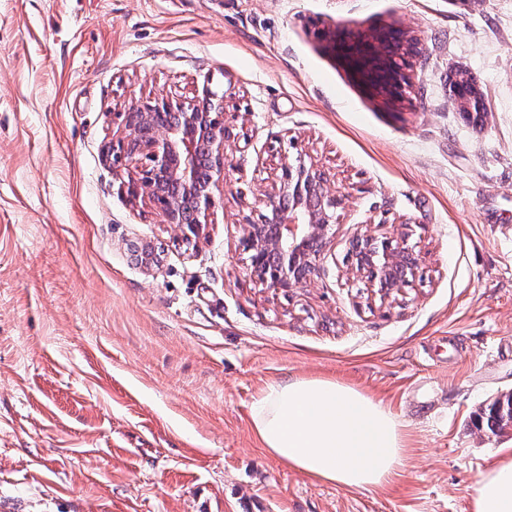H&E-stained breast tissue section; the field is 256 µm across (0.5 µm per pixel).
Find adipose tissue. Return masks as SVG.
<instances>
[{
    "label": "adipose tissue",
    "instance_id": "1",
    "mask_svg": "<svg viewBox=\"0 0 512 512\" xmlns=\"http://www.w3.org/2000/svg\"><path fill=\"white\" fill-rule=\"evenodd\" d=\"M267 453L315 481L377 489L407 457L405 426L382 400L340 380L291 375L268 382L251 411ZM472 512H512V454L482 473Z\"/></svg>",
    "mask_w": 512,
    "mask_h": 512
}]
</instances>
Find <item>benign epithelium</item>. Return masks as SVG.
<instances>
[{"instance_id": "obj_1", "label": "benign epithelium", "mask_w": 512, "mask_h": 512, "mask_svg": "<svg viewBox=\"0 0 512 512\" xmlns=\"http://www.w3.org/2000/svg\"><path fill=\"white\" fill-rule=\"evenodd\" d=\"M226 103L225 91L207 88L189 103L162 97L115 113L126 135L109 145V159L140 162L131 194L154 202L183 246L199 238L224 178L230 138L224 123ZM341 204L326 174L302 156L283 164L261 223L243 227L249 275L284 292L310 284L335 233ZM349 246L358 271L381 291L407 284L417 269V257L402 236L355 234ZM133 255L146 268L161 261L147 246L134 247Z\"/></svg>"}]
</instances>
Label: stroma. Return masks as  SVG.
I'll return each mask as SVG.
<instances>
[{
	"instance_id": "1",
	"label": "stroma",
	"mask_w": 512,
	"mask_h": 512,
	"mask_svg": "<svg viewBox=\"0 0 512 512\" xmlns=\"http://www.w3.org/2000/svg\"><path fill=\"white\" fill-rule=\"evenodd\" d=\"M317 23L409 30L405 100L359 86ZM458 68L481 121L448 97ZM206 87L236 147L185 248L106 152L117 113ZM300 150L344 201L318 276L284 294L247 274L242 226ZM360 231L408 234L417 280L371 288ZM291 374L408 424L392 484L317 483L257 444L252 405ZM508 392L512 0H0V512H471L512 453L478 415ZM448 89L460 112L481 117L485 112L483 93L476 76L467 69H457L448 75Z\"/></svg>"
}]
</instances>
